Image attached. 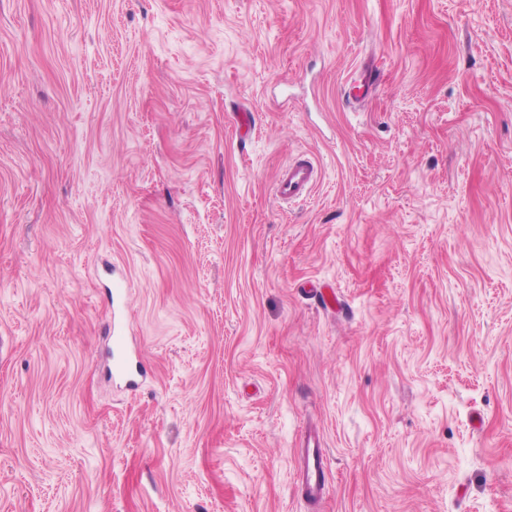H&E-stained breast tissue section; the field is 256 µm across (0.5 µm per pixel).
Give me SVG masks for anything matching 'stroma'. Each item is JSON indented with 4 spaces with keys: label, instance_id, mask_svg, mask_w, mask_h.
Segmentation results:
<instances>
[{
    "label": "stroma",
    "instance_id": "obj_1",
    "mask_svg": "<svg viewBox=\"0 0 512 512\" xmlns=\"http://www.w3.org/2000/svg\"><path fill=\"white\" fill-rule=\"evenodd\" d=\"M0 512H512V0H0ZM317 166L309 158H298L280 168L275 176L274 194L283 203L304 201L315 185ZM109 336L112 351H116L119 354L112 363V376L128 378L126 332L123 324L117 323L113 317L109 328ZM326 458L319 436H308L299 448L293 481L302 496L309 501L322 499L326 489Z\"/></svg>",
    "mask_w": 512,
    "mask_h": 512
}]
</instances>
